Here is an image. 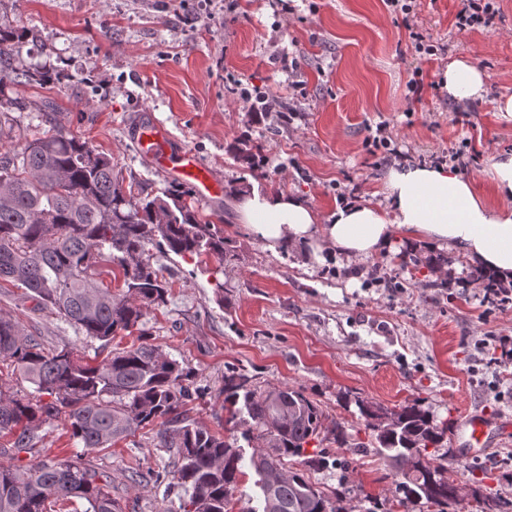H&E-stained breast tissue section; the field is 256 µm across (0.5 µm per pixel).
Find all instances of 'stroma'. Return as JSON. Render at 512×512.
<instances>
[{
	"label": "stroma",
	"mask_w": 512,
	"mask_h": 512,
	"mask_svg": "<svg viewBox=\"0 0 512 512\" xmlns=\"http://www.w3.org/2000/svg\"><path fill=\"white\" fill-rule=\"evenodd\" d=\"M0 0V28L25 31L14 65L63 74L44 86L15 85L21 108L8 112L0 152L58 122L111 157L124 185L162 194L170 179L138 153L143 122L168 130L173 149L188 148L224 182L218 206L197 204L223 230L233 255L180 257L150 249L170 286L143 329L171 358L188 363L204 401L191 418L226 433L224 374L236 369L260 388H299L320 404L327 424L345 426V446L323 441L331 467L312 472L319 485L345 484L353 512H396L395 484L373 452L361 400L391 410L419 404L447 423L448 475L461 489L448 512H478L470 489L512 501V441L465 455L454 428L467 412L512 416V361L498 339L512 337V304L488 301L464 258L449 250L395 243L357 263L306 249L273 254L241 224L237 204L253 188L297 192L319 212L370 197L398 165H440L462 152L457 171L489 188V159L512 152V121L496 110L512 95V0H499L489 27L457 31L461 0H415L410 15L385 0ZM446 44L419 58L410 31ZM464 60L488 76L484 99L458 102L440 91L448 64ZM423 90L412 97L409 82ZM262 85L291 110L288 124L249 112L231 90ZM45 100L52 114L25 109ZM393 132L391 152L371 153L378 124ZM0 313L15 318L45 348H76L85 361L107 355L100 341L60 317L33 310L11 283L0 284ZM33 452L80 455L109 484L123 512H161L175 488L132 485L135 460L172 470L176 451L156 447L153 432L107 450L72 442L64 419L44 425Z\"/></svg>",
	"instance_id": "1"
}]
</instances>
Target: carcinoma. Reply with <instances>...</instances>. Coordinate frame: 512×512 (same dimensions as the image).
<instances>
[{
  "instance_id": "cac0c4a2",
  "label": "carcinoma",
  "mask_w": 512,
  "mask_h": 512,
  "mask_svg": "<svg viewBox=\"0 0 512 512\" xmlns=\"http://www.w3.org/2000/svg\"><path fill=\"white\" fill-rule=\"evenodd\" d=\"M23 34L0 28V112L18 105L5 96L6 84L44 83L51 75L11 66ZM154 245L181 257L206 254L224 262L230 242L214 224L199 219L191 192L174 184L160 195L135 198L112 175V160L54 122L41 136L12 153L0 154V283L24 289L39 311H50L106 344L143 324L149 308L166 302L168 285L146 258ZM105 258L123 272L126 288L112 293L96 279ZM0 361L13 365L38 397L0 390V512H54L51 502L78 499L84 512H123L106 483H99L80 459L23 462L45 424L62 417L70 438L85 449L110 448L154 424L161 448L178 449L172 470L184 488L179 504L164 512H229L239 491L243 452L235 436H223L189 417V405L205 396L191 390L193 371L143 339L91 365L64 346L46 350L15 319L0 315ZM49 400H43V397ZM388 475L401 493L402 512L434 507L447 512L458 499L448 477V456L440 453L448 427L436 424L419 404L390 410L356 401ZM227 422L245 426L253 448L249 466L262 510L246 512H351L350 490L330 492L308 472L327 466L323 448L307 452L324 430L320 405L301 390H261L249 376L224 375ZM347 444L341 424L326 431ZM297 457V464L290 458ZM480 512H509L512 503L490 494L476 498Z\"/></svg>"
}]
</instances>
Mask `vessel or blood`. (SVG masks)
<instances>
[{
  "mask_svg": "<svg viewBox=\"0 0 512 512\" xmlns=\"http://www.w3.org/2000/svg\"><path fill=\"white\" fill-rule=\"evenodd\" d=\"M135 139L141 155L151 162L155 170L189 185L197 201L211 204L223 197L224 184L213 169L189 149H172L164 125L141 124L136 129ZM458 430L467 435L469 452L476 453L488 448L492 440L511 436L512 420L503 418L493 423L483 415L469 413L460 420Z\"/></svg>",
  "mask_w": 512,
  "mask_h": 512,
  "instance_id": "1",
  "label": "vessel or blood"
}]
</instances>
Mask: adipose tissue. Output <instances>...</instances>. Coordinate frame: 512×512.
<instances>
[{
    "label": "adipose tissue",
    "instance_id": "1",
    "mask_svg": "<svg viewBox=\"0 0 512 512\" xmlns=\"http://www.w3.org/2000/svg\"><path fill=\"white\" fill-rule=\"evenodd\" d=\"M441 88L457 100L484 98L487 77L458 60L442 73ZM491 193L445 167L390 169L382 203L351 199L318 213L294 193L252 192L238 205L242 224L253 227L265 249L307 247L337 259L361 261L392 249L394 239L450 248L495 278L512 280V153L492 160Z\"/></svg>",
    "mask_w": 512,
    "mask_h": 512
}]
</instances>
